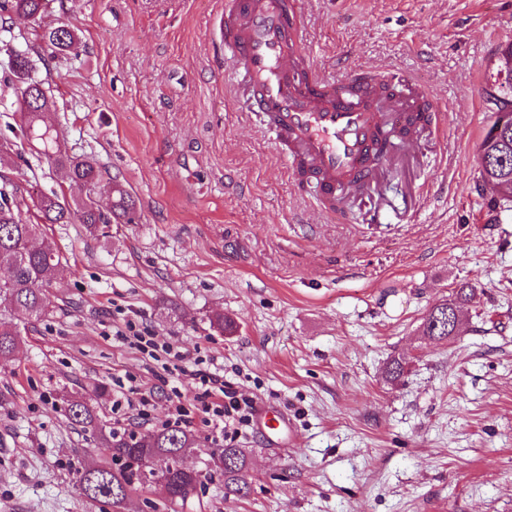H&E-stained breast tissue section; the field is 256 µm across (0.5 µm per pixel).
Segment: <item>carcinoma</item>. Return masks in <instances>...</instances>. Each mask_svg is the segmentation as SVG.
<instances>
[{"label":"carcinoma","instance_id":"carcinoma-1","mask_svg":"<svg viewBox=\"0 0 512 512\" xmlns=\"http://www.w3.org/2000/svg\"><path fill=\"white\" fill-rule=\"evenodd\" d=\"M48 0H0V21L16 17L37 19L46 11ZM46 43L59 54L74 49L77 38L61 25L46 34ZM12 71L21 85L17 102L22 110L19 130L23 139L60 170L70 192L80 197L67 198L54 190L39 193L13 181L9 169L13 164L14 143L0 140V361L10 358L19 342L20 332L9 325L8 317L25 314L41 319L51 306V289L61 287L58 269L61 256L48 236L50 224L78 223L91 235H97L112 221L131 224L136 218L134 200L119 182L106 185L111 204L103 212L91 196L100 187L101 166L92 156L67 151L57 129L43 123L51 107L43 90L32 91L26 59L12 63ZM485 101L492 120L484 129L480 147L494 154L492 170L479 171L483 184L495 191L490 199L492 211H512V42L500 50L494 81L486 91ZM28 194L31 207L22 217L19 196ZM475 298V289L466 285L455 297L443 301L427 313L422 333L431 340L444 341L461 331L462 323L448 327V305L461 308ZM72 423L91 429L97 440L111 449L109 462H90L80 472L79 486L90 499L112 504V512H128L129 498L112 493L124 485L145 488L162 479L165 490L159 491L163 505L184 507L192 503L195 489L203 485L202 473L186 472L178 466L179 453L194 444V436L178 427H165L144 434H121L100 427L82 395L67 399ZM213 467L224 475V496L245 498L250 494V458L243 448L226 445L213 453Z\"/></svg>","mask_w":512,"mask_h":512}]
</instances>
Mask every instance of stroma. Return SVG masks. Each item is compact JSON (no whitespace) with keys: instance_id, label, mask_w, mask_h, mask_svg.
Returning a JSON list of instances; mask_svg holds the SVG:
<instances>
[{"instance_id":"1","label":"stroma","mask_w":512,"mask_h":512,"mask_svg":"<svg viewBox=\"0 0 512 512\" xmlns=\"http://www.w3.org/2000/svg\"><path fill=\"white\" fill-rule=\"evenodd\" d=\"M297 2L320 69L410 76L447 115L396 154L349 224L297 192L237 102L217 38L224 0H49L43 19L0 24V138L19 125L20 50L68 149L95 156L137 208L102 236L48 231L65 288L41 319L14 317L21 340L0 363V512H112L79 486L110 451L69 419L73 393L105 429L139 434L180 400L199 443L186 462L208 470L225 441L195 382L164 383V358L117 337L129 320L291 420L284 446L250 425L235 438L251 458L247 498L208 471L186 512H512V212L489 210L477 152L512 0ZM61 24L79 37L67 54L42 38ZM12 175L44 192L63 183L26 147ZM464 285L477 297L460 335L423 336L430 307ZM218 314L233 334L211 327ZM130 378L153 395L148 416L113 406Z\"/></svg>"}]
</instances>
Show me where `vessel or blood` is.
I'll return each mask as SVG.
<instances>
[{"label": "vessel or blood", "mask_w": 512, "mask_h": 512, "mask_svg": "<svg viewBox=\"0 0 512 512\" xmlns=\"http://www.w3.org/2000/svg\"><path fill=\"white\" fill-rule=\"evenodd\" d=\"M300 33L295 0H225L220 34L246 110L262 118L296 187L312 190L321 210L345 223L349 211L337 203L338 191L377 182L396 142L413 144L423 127L439 130L441 114L410 79L327 77ZM256 418L266 435L287 437L280 409L259 404Z\"/></svg>", "instance_id": "vessel-or-blood-1"}]
</instances>
